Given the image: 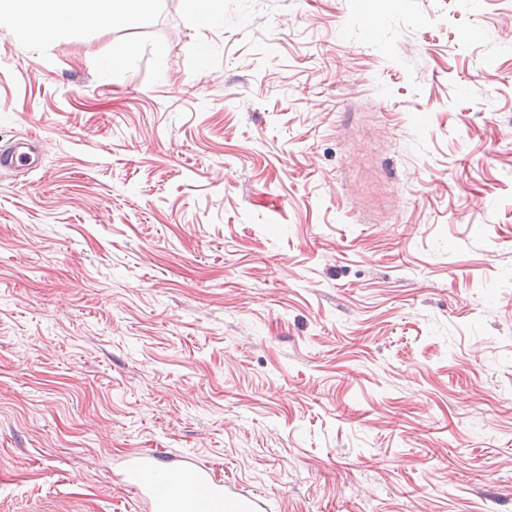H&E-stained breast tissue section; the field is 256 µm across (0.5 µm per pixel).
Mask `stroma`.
Returning <instances> with one entry per match:
<instances>
[{"label": "stroma", "mask_w": 512, "mask_h": 512, "mask_svg": "<svg viewBox=\"0 0 512 512\" xmlns=\"http://www.w3.org/2000/svg\"><path fill=\"white\" fill-rule=\"evenodd\" d=\"M223 2L0 30V512H512V0ZM35 147L28 138L19 139L0 150V167L17 169L32 168ZM121 483L142 497L150 512H270L268 497L224 481L222 472L190 456L170 458L160 450L129 459Z\"/></svg>", "instance_id": "1"}]
</instances>
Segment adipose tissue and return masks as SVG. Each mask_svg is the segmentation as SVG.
<instances>
[{
    "label": "adipose tissue",
    "mask_w": 512,
    "mask_h": 512,
    "mask_svg": "<svg viewBox=\"0 0 512 512\" xmlns=\"http://www.w3.org/2000/svg\"><path fill=\"white\" fill-rule=\"evenodd\" d=\"M147 7L148 0H0V27L25 39L49 41L80 26L136 27Z\"/></svg>",
    "instance_id": "adipose-tissue-1"
}]
</instances>
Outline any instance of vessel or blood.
<instances>
[{
    "label": "vessel or blood",
    "mask_w": 512,
    "mask_h": 512,
    "mask_svg": "<svg viewBox=\"0 0 512 512\" xmlns=\"http://www.w3.org/2000/svg\"><path fill=\"white\" fill-rule=\"evenodd\" d=\"M35 148L23 138L0 149V167L29 168ZM122 484L142 497L148 512H271L268 497L225 481L222 472L190 456L170 458L160 450L131 456Z\"/></svg>",
    "instance_id": "vessel-or-blood-1"
}]
</instances>
